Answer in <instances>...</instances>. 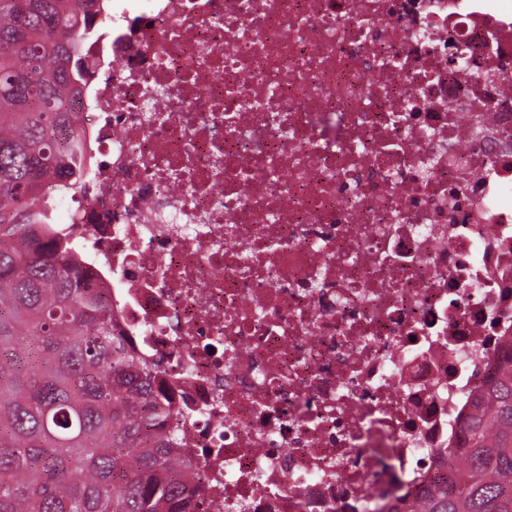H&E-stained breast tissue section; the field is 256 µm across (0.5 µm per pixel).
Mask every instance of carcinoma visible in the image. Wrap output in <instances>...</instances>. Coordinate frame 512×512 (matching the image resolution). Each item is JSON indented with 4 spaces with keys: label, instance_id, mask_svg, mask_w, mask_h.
I'll list each match as a JSON object with an SVG mask.
<instances>
[{
    "label": "carcinoma",
    "instance_id": "1",
    "mask_svg": "<svg viewBox=\"0 0 512 512\" xmlns=\"http://www.w3.org/2000/svg\"><path fill=\"white\" fill-rule=\"evenodd\" d=\"M107 3L0 0V512L197 507L157 371L129 352L54 214L86 189L73 116ZM451 454L446 479L383 512H512L511 344Z\"/></svg>",
    "mask_w": 512,
    "mask_h": 512
}]
</instances>
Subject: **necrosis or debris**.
<instances>
[{"label": "necrosis or debris", "instance_id": "obj_1", "mask_svg": "<svg viewBox=\"0 0 512 512\" xmlns=\"http://www.w3.org/2000/svg\"><path fill=\"white\" fill-rule=\"evenodd\" d=\"M102 24L88 190L60 204L160 368L198 512L419 495L512 342V9L113 0Z\"/></svg>", "mask_w": 512, "mask_h": 512}]
</instances>
